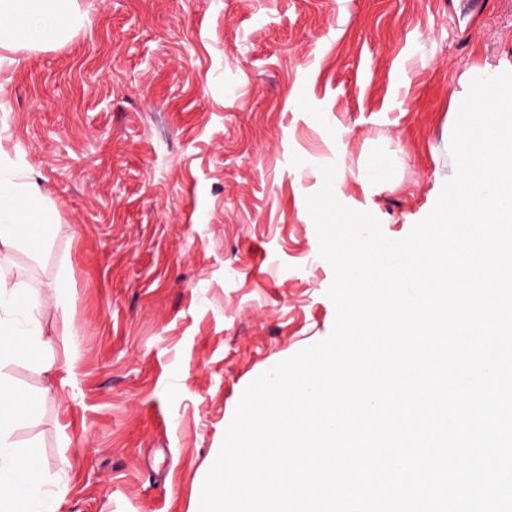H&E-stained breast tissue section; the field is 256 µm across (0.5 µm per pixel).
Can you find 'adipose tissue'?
<instances>
[{
	"instance_id": "1",
	"label": "adipose tissue",
	"mask_w": 512,
	"mask_h": 512,
	"mask_svg": "<svg viewBox=\"0 0 512 512\" xmlns=\"http://www.w3.org/2000/svg\"><path fill=\"white\" fill-rule=\"evenodd\" d=\"M74 0H0V49L21 42L45 44L60 39L73 19ZM52 224L38 189L29 183L0 194V246L28 242L47 248ZM26 286L0 269V360L37 357L44 352L36 303ZM36 411L23 404V393L0 377V512H57L54 501L38 497L43 474L36 446L21 448L12 435L34 421Z\"/></svg>"
}]
</instances>
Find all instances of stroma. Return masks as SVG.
I'll list each match as a JSON object with an SVG mask.
<instances>
[{
    "mask_svg": "<svg viewBox=\"0 0 512 512\" xmlns=\"http://www.w3.org/2000/svg\"><path fill=\"white\" fill-rule=\"evenodd\" d=\"M75 8L62 39L0 62V175L56 225L40 256H0L57 361L0 363L40 398L13 439L38 443L57 512H194L244 388L332 331L306 207L321 166L407 235L454 172L471 80L512 71V0Z\"/></svg>",
    "mask_w": 512,
    "mask_h": 512,
    "instance_id": "stroma-1",
    "label": "stroma"
}]
</instances>
